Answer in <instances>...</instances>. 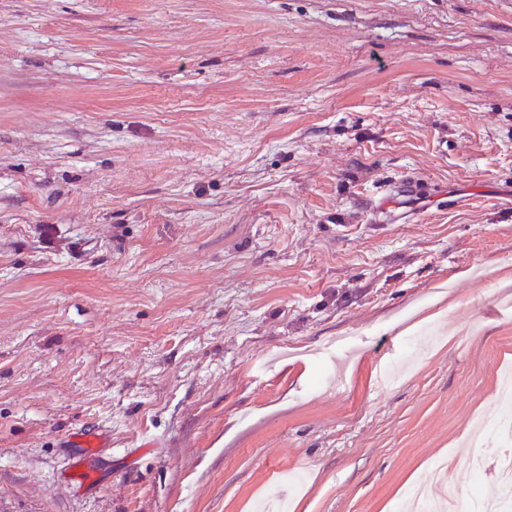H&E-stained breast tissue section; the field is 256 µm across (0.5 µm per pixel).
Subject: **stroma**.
<instances>
[{"label": "stroma", "instance_id": "stroma-1", "mask_svg": "<svg viewBox=\"0 0 512 512\" xmlns=\"http://www.w3.org/2000/svg\"><path fill=\"white\" fill-rule=\"evenodd\" d=\"M510 364L512 0H0V512L488 497ZM475 425L479 428L475 434L476 444L473 446L474 448L481 447H489V443L487 442L486 434L488 432L495 433L499 439H497L496 443L498 446L507 448L511 447L512 442V423L509 419L508 410L505 411L498 418L486 421L483 423V420L477 419Z\"/></svg>", "mask_w": 512, "mask_h": 512}]
</instances>
